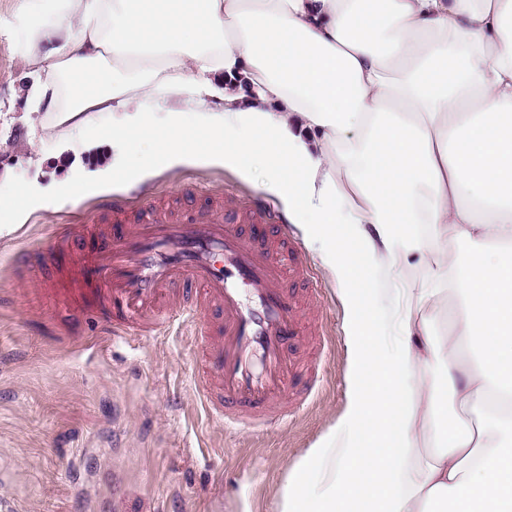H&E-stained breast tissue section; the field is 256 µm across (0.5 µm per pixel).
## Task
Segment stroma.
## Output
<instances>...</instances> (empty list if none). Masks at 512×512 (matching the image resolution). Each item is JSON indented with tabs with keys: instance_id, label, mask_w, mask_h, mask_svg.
I'll return each mask as SVG.
<instances>
[{
	"instance_id": "obj_1",
	"label": "stroma",
	"mask_w": 512,
	"mask_h": 512,
	"mask_svg": "<svg viewBox=\"0 0 512 512\" xmlns=\"http://www.w3.org/2000/svg\"><path fill=\"white\" fill-rule=\"evenodd\" d=\"M22 45L0 34V198L60 173L52 144L23 121L28 102ZM278 200L262 185L223 169L180 168L148 186L117 190L131 210L207 211L225 193ZM104 195H66L38 204L30 220L0 235V512H275L278 490L311 448L338 424L346 405L350 352L343 310L318 251L300 240L311 270L306 317L313 340L299 351L319 387L292 419L265 430L213 420L193 391L199 350L176 326L131 342L107 340L88 318L73 326L46 312L19 269L21 247L39 252L64 225L95 223Z\"/></svg>"
}]
</instances>
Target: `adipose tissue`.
I'll return each mask as SVG.
<instances>
[{
    "label": "adipose tissue",
    "instance_id": "ef3b65f1",
    "mask_svg": "<svg viewBox=\"0 0 512 512\" xmlns=\"http://www.w3.org/2000/svg\"><path fill=\"white\" fill-rule=\"evenodd\" d=\"M13 25L58 152L112 147L88 185L261 176L336 283L345 413L277 512H512V0H16ZM414 261L430 287L368 315L359 289Z\"/></svg>",
    "mask_w": 512,
    "mask_h": 512
}]
</instances>
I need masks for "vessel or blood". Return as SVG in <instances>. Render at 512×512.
I'll return each instance as SVG.
<instances>
[{"label":"vessel or blood","instance_id":"b4317fda","mask_svg":"<svg viewBox=\"0 0 512 512\" xmlns=\"http://www.w3.org/2000/svg\"><path fill=\"white\" fill-rule=\"evenodd\" d=\"M40 260L56 269L41 290L53 318L97 313L121 339L191 322L206 363L196 394L213 417L272 425L292 413L286 394L302 373L294 352L307 334L295 285L309 270L261 202L228 197L173 217L114 201L103 223L70 225ZM242 284L254 306L243 305Z\"/></svg>","mask_w":512,"mask_h":512}]
</instances>
